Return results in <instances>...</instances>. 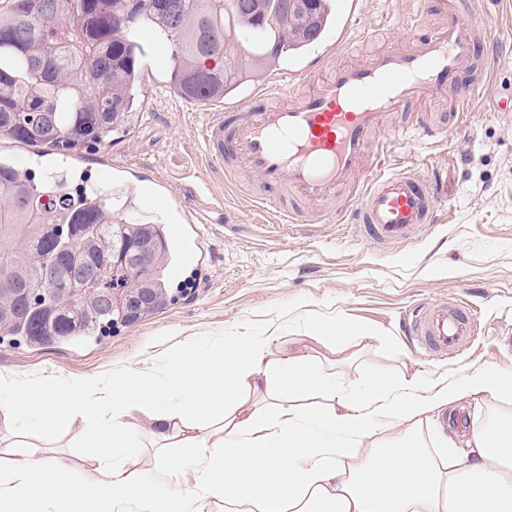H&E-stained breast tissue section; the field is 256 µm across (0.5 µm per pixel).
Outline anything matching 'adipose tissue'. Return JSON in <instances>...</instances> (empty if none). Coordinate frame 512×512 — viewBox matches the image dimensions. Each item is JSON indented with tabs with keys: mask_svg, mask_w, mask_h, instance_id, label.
<instances>
[{
	"mask_svg": "<svg viewBox=\"0 0 512 512\" xmlns=\"http://www.w3.org/2000/svg\"><path fill=\"white\" fill-rule=\"evenodd\" d=\"M470 400L483 421L428 445V415ZM0 419V512H512V368L351 381L246 333L110 375L0 376ZM73 431L78 475L48 448Z\"/></svg>",
	"mask_w": 512,
	"mask_h": 512,
	"instance_id": "adipose-tissue-1",
	"label": "adipose tissue"
}]
</instances>
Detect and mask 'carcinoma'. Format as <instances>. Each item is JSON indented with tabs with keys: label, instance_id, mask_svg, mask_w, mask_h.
I'll list each match as a JSON object with an SVG mask.
<instances>
[{
	"label": "carcinoma",
	"instance_id": "1",
	"mask_svg": "<svg viewBox=\"0 0 512 512\" xmlns=\"http://www.w3.org/2000/svg\"><path fill=\"white\" fill-rule=\"evenodd\" d=\"M12 0L0 10V132L30 146L101 144L131 126L146 31L173 45L171 83L197 102L228 99L261 81L280 59L312 46L332 20L334 0ZM119 197L91 187L69 191L53 174L35 182L0 157V333L34 347L83 345L105 330L146 319L168 303L172 251L164 228L120 216ZM149 243L132 271L114 273L113 254ZM116 279L112 300L88 272ZM54 281L37 298L27 291ZM148 304L130 312L125 293Z\"/></svg>",
	"mask_w": 512,
	"mask_h": 512
}]
</instances>
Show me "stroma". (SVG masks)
<instances>
[{
  "instance_id": "1",
  "label": "stroma",
  "mask_w": 512,
  "mask_h": 512,
  "mask_svg": "<svg viewBox=\"0 0 512 512\" xmlns=\"http://www.w3.org/2000/svg\"><path fill=\"white\" fill-rule=\"evenodd\" d=\"M468 23L499 33L489 52V78L477 94L466 127L448 128L441 140L390 141L394 171L438 170L442 190L438 224L412 239L379 247L354 226L287 225L260 211L259 182L237 194L223 170L206 160L203 131L213 105L179 96L170 82L169 42H142L138 119L105 145L75 150L78 163L61 168L97 181L112 164L111 191L131 196L137 176L157 183L172 204L192 207L206 245L202 269L184 264L170 276L172 296L154 316L121 326L100 342L35 348L0 338V373L23 380L42 372L70 377L160 359L175 344L243 330L272 335L273 356L284 354L300 332L296 316L329 321L330 342L357 359L351 376L408 369L424 378L476 369L512 367V0H469ZM433 0H358L349 33L350 58L378 50L401 25L432 26ZM456 298L471 304L480 336L466 351L441 357L414 347L400 324L414 305Z\"/></svg>"
}]
</instances>
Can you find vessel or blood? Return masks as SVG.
<instances>
[{
	"mask_svg": "<svg viewBox=\"0 0 512 512\" xmlns=\"http://www.w3.org/2000/svg\"><path fill=\"white\" fill-rule=\"evenodd\" d=\"M462 0H442L441 23L429 34H394L363 63L342 61L348 41L346 17L336 19L338 34L312 63L324 70L303 90L271 84L238 105L213 113L204 128L206 158L240 185L255 179L269 191L259 198L281 221L321 222L338 214L383 244L402 243L422 226L434 223L437 181L429 174L387 169L388 120L422 99H454L457 117L472 108L458 98L462 84L480 88L487 60L479 49L492 42L491 27L464 22ZM348 195L337 203L336 190ZM308 204L306 214L277 202L279 189ZM168 225L171 240L186 249L201 248L190 237L186 206ZM404 335L423 349L443 355L470 348L479 332L476 313L465 303L434 301L417 307L403 323Z\"/></svg>",
	"mask_w": 512,
	"mask_h": 512,
	"instance_id": "1",
	"label": "vessel or blood"
}]
</instances>
